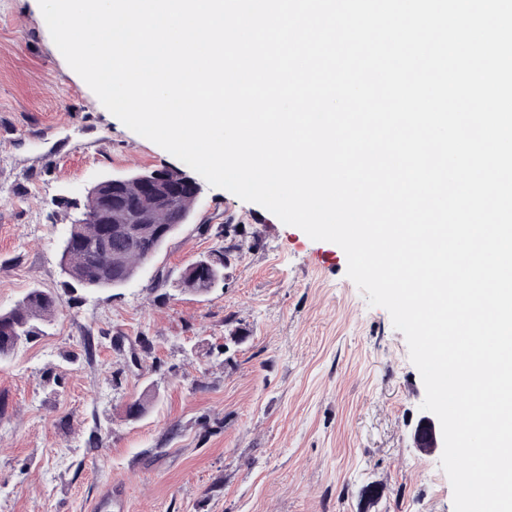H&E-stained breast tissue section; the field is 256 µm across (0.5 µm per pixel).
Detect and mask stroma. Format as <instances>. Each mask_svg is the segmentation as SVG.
<instances>
[{"label":"stroma","instance_id":"1","mask_svg":"<svg viewBox=\"0 0 512 512\" xmlns=\"http://www.w3.org/2000/svg\"><path fill=\"white\" fill-rule=\"evenodd\" d=\"M182 166L99 102L38 0H0V310L34 288L57 300L0 359V512H93L111 486L123 512H453L440 452L414 446L406 339L337 244L205 183L133 279L69 287L61 199ZM225 224L241 233L224 280L182 290Z\"/></svg>","mask_w":512,"mask_h":512}]
</instances>
